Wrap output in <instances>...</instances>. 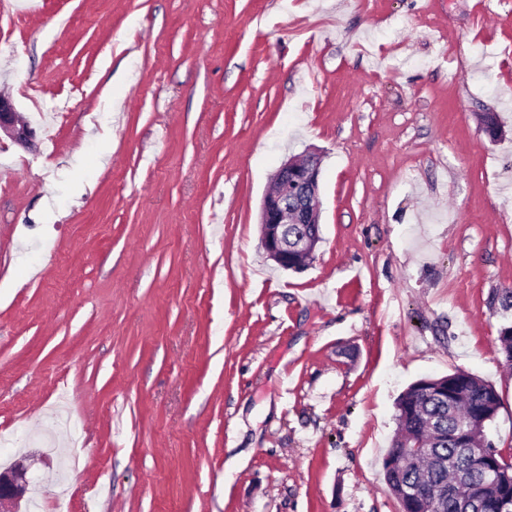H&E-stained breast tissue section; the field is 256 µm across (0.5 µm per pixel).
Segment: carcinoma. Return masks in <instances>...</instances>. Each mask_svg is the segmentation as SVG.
<instances>
[{
  "label": "carcinoma",
  "mask_w": 512,
  "mask_h": 512,
  "mask_svg": "<svg viewBox=\"0 0 512 512\" xmlns=\"http://www.w3.org/2000/svg\"><path fill=\"white\" fill-rule=\"evenodd\" d=\"M498 342L511 367L512 326L501 327ZM498 407L494 387L463 370L419 379L398 396L397 433L388 454L399 458L400 466L385 474V481L401 512H411V504L400 499L401 489L418 483L432 492L427 512H465L459 502L474 495L483 501L481 512H512V463L485 437ZM468 417L471 447L462 448L461 423Z\"/></svg>",
  "instance_id": "cac0c4a2"
}]
</instances>
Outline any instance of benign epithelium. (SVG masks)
<instances>
[{
	"label": "benign epithelium",
	"mask_w": 512,
	"mask_h": 512,
	"mask_svg": "<svg viewBox=\"0 0 512 512\" xmlns=\"http://www.w3.org/2000/svg\"><path fill=\"white\" fill-rule=\"evenodd\" d=\"M0 133L14 143L28 148L34 131L23 123L10 98L0 95ZM321 160L309 152L305 159H289L282 163L272 178L276 191L265 194L260 210V240L266 256L279 268L296 269L298 257L315 253L323 241L319 222V176ZM312 224L305 235L288 242V225ZM27 468L18 462L0 471V512H18L16 507L26 492Z\"/></svg>",
	"instance_id": "obj_1"
}]
</instances>
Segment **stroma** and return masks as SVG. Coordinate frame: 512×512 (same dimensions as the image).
<instances>
[{
	"label": "stroma",
	"mask_w": 512,
	"mask_h": 512,
	"mask_svg": "<svg viewBox=\"0 0 512 512\" xmlns=\"http://www.w3.org/2000/svg\"><path fill=\"white\" fill-rule=\"evenodd\" d=\"M0 94L35 131L0 141L28 512H401L396 399L458 369L512 462V0H13ZM310 150L286 272L260 205ZM321 160L308 152L305 159L282 163L272 178L277 190L268 191L260 210V240L266 256L279 268L296 270V261L304 253L314 255L322 242L319 222V176ZM316 203V204H315ZM288 224H294L288 228ZM297 224H312L305 235Z\"/></svg>",
	"instance_id": "stroma-1"
}]
</instances>
